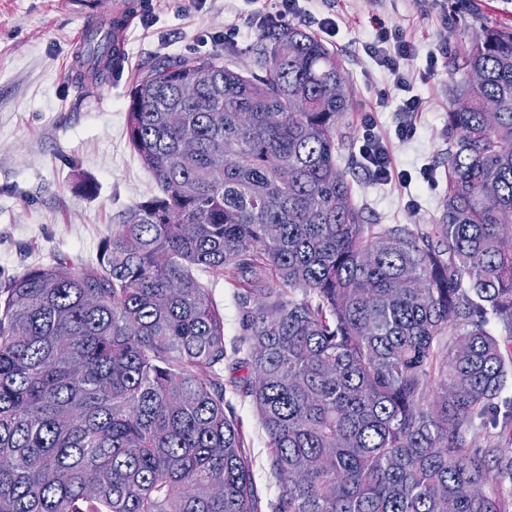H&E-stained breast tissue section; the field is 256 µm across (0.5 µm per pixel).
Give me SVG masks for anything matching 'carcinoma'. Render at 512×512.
I'll use <instances>...</instances> for the list:
<instances>
[{
  "label": "carcinoma",
  "mask_w": 512,
  "mask_h": 512,
  "mask_svg": "<svg viewBox=\"0 0 512 512\" xmlns=\"http://www.w3.org/2000/svg\"><path fill=\"white\" fill-rule=\"evenodd\" d=\"M123 24L91 30L77 78L121 71ZM252 53L143 66L127 132L159 194L97 266L0 282V512H257L228 361L276 512H506L483 487L512 483V456L469 436L512 378L489 330L512 340V25L455 42L427 227L364 220L336 167L353 92L321 39L281 24ZM196 271L235 289L245 346ZM244 374V370L235 371L228 364L224 365L225 400L233 407L245 436V451L260 504L259 512H273L279 487L270 469V451L267 448L264 431L257 419L251 399L234 393L230 386V381L234 377Z\"/></svg>",
  "instance_id": "1"
}]
</instances>
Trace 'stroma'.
I'll return each instance as SVG.
<instances>
[{
  "label": "stroma",
  "instance_id": "stroma-1",
  "mask_svg": "<svg viewBox=\"0 0 512 512\" xmlns=\"http://www.w3.org/2000/svg\"><path fill=\"white\" fill-rule=\"evenodd\" d=\"M137 18L124 43L120 74L94 88L75 77L85 23L77 0H0V280L64 260L96 265L103 238L133 204L159 191L127 137L129 84L152 58L217 55L246 70L262 25L277 24L274 0H123ZM333 17V32L318 23ZM291 23L320 33L341 58L355 97L339 129L337 165L371 224H432L445 188L449 90L463 73L449 67L444 38L480 26L512 24V0H304ZM401 27L415 46L393 75L367 54L378 26ZM418 96L413 136L396 133L403 98ZM375 132L404 180L377 182L359 162L361 119ZM224 316L226 347L242 332L235 293L224 280L200 274ZM245 436L260 512H273L279 493L270 451L250 399L226 391Z\"/></svg>",
  "mask_w": 512,
  "mask_h": 512
}]
</instances>
